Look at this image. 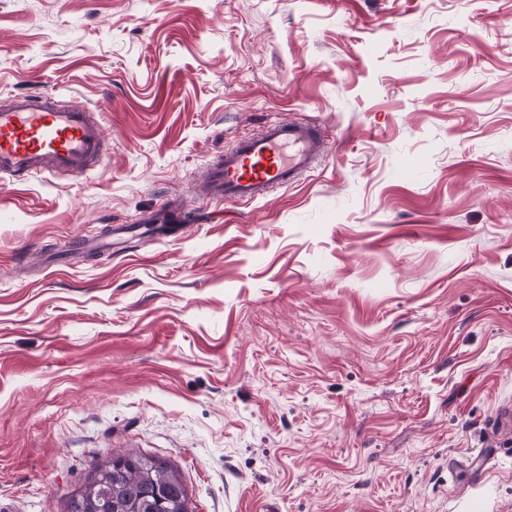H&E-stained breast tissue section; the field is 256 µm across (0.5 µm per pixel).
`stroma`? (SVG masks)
Wrapping results in <instances>:
<instances>
[{
  "mask_svg": "<svg viewBox=\"0 0 512 512\" xmlns=\"http://www.w3.org/2000/svg\"><path fill=\"white\" fill-rule=\"evenodd\" d=\"M17 93L105 150L0 174V512H63L109 451L196 512H512V0H0ZM280 120L325 161L207 197ZM174 200L197 223L155 237Z\"/></svg>",
  "mask_w": 512,
  "mask_h": 512,
  "instance_id": "obj_1",
  "label": "stroma"
}]
</instances>
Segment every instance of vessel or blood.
I'll use <instances>...</instances> for the list:
<instances>
[{
	"mask_svg": "<svg viewBox=\"0 0 512 512\" xmlns=\"http://www.w3.org/2000/svg\"><path fill=\"white\" fill-rule=\"evenodd\" d=\"M102 129L89 112L51 104L41 94L0 101V172L84 173L101 161ZM327 142L305 121L271 122L238 140L206 170L217 201H256L297 181L324 156Z\"/></svg>",
	"mask_w": 512,
	"mask_h": 512,
	"instance_id": "b4317fda",
	"label": "vessel or blood"
}]
</instances>
